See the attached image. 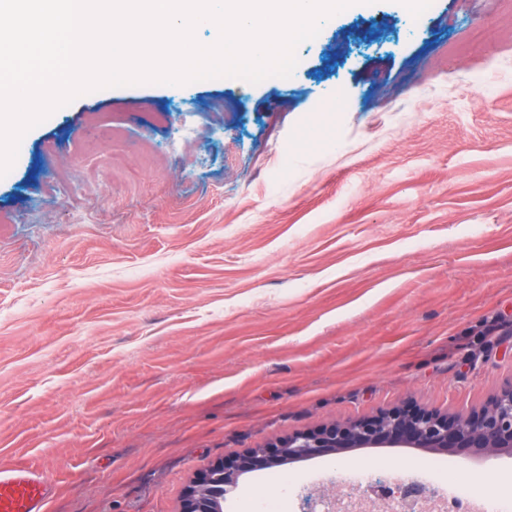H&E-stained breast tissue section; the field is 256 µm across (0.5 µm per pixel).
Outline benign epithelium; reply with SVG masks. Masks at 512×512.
Returning a JSON list of instances; mask_svg holds the SVG:
<instances>
[{
	"mask_svg": "<svg viewBox=\"0 0 512 512\" xmlns=\"http://www.w3.org/2000/svg\"><path fill=\"white\" fill-rule=\"evenodd\" d=\"M353 448H422L461 455L512 456V380L479 411L393 408L376 416L332 423L316 430L292 433L245 454L220 459L197 472L186 485L178 512H224V496L234 491L240 476L254 468L270 469L301 459L340 456ZM424 496L417 490L393 489L376 482L364 497L387 510L409 506L407 498ZM349 495L309 496L306 509L319 505L343 508Z\"/></svg>",
	"mask_w": 512,
	"mask_h": 512,
	"instance_id": "obj_1",
	"label": "benign epithelium"
}]
</instances>
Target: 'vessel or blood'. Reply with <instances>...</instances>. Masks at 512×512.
Wrapping results in <instances>:
<instances>
[{"mask_svg": "<svg viewBox=\"0 0 512 512\" xmlns=\"http://www.w3.org/2000/svg\"><path fill=\"white\" fill-rule=\"evenodd\" d=\"M51 480L34 466L0 467V512H46Z\"/></svg>", "mask_w": 512, "mask_h": 512, "instance_id": "b4317fda", "label": "vessel or blood"}]
</instances>
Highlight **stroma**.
Here are the masks:
<instances>
[{
    "mask_svg": "<svg viewBox=\"0 0 512 512\" xmlns=\"http://www.w3.org/2000/svg\"><path fill=\"white\" fill-rule=\"evenodd\" d=\"M507 9L363 0L291 77L95 90L26 133L0 178V466L44 470L47 512H178L196 471L290 433L480 409L512 380ZM450 464L512 495V457L360 448L244 474L224 512Z\"/></svg>",
    "mask_w": 512,
    "mask_h": 512,
    "instance_id": "obj_1",
    "label": "stroma"
}]
</instances>
